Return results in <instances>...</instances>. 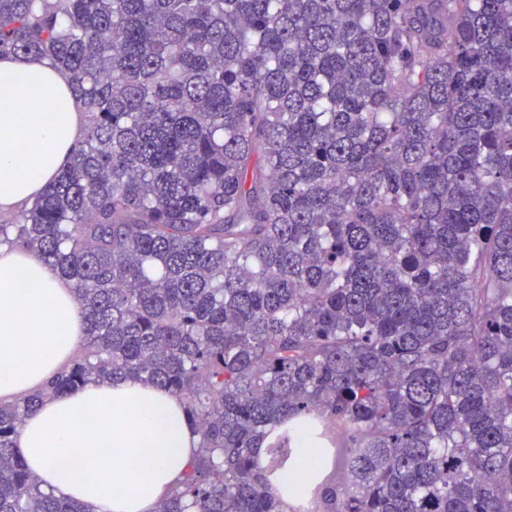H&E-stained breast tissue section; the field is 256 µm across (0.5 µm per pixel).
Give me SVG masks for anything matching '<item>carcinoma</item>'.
I'll return each mask as SVG.
<instances>
[{"instance_id": "cac0c4a2", "label": "carcinoma", "mask_w": 512, "mask_h": 512, "mask_svg": "<svg viewBox=\"0 0 512 512\" xmlns=\"http://www.w3.org/2000/svg\"><path fill=\"white\" fill-rule=\"evenodd\" d=\"M2 50L68 73L87 113L0 219L87 343L0 401V512H91L13 437L123 378L200 436L156 512H512V0H0ZM326 422L346 479L273 496ZM308 439L300 437L295 439L292 447V458L287 461L285 467L279 472L277 479L271 480L272 491L280 496L288 504V481L290 476L298 478L305 469V457L301 448H309L307 446Z\"/></svg>"}]
</instances>
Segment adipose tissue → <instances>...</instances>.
<instances>
[{"instance_id": "obj_1", "label": "adipose tissue", "mask_w": 512, "mask_h": 512, "mask_svg": "<svg viewBox=\"0 0 512 512\" xmlns=\"http://www.w3.org/2000/svg\"><path fill=\"white\" fill-rule=\"evenodd\" d=\"M79 106L68 76L47 60L0 55V210L34 199L67 164L83 133ZM84 323L54 267L25 246L0 247L1 400L44 386L83 343ZM198 445L183 401L132 378L49 399L14 437L42 489L91 512H155Z\"/></svg>"}]
</instances>
